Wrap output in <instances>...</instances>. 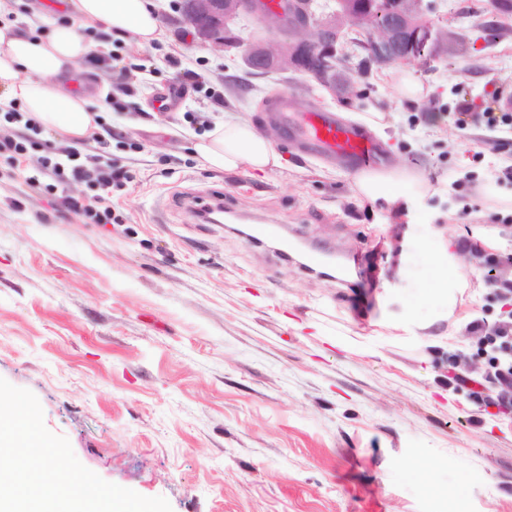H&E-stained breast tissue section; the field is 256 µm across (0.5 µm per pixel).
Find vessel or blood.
<instances>
[{"label": "vessel or blood", "mask_w": 512, "mask_h": 512, "mask_svg": "<svg viewBox=\"0 0 512 512\" xmlns=\"http://www.w3.org/2000/svg\"><path fill=\"white\" fill-rule=\"evenodd\" d=\"M268 112L282 128L286 140L304 142L313 152L341 160L357 170L376 167V146L358 128L340 123L333 112L300 108L287 94L270 99ZM250 239L255 243L280 241L287 254L301 255L306 270L315 271L329 264L322 251L302 250L298 240L286 237L281 225L255 224Z\"/></svg>", "instance_id": "1"}]
</instances>
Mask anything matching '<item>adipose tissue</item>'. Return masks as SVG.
<instances>
[{
	"label": "adipose tissue",
	"instance_id": "ef3b65f1",
	"mask_svg": "<svg viewBox=\"0 0 512 512\" xmlns=\"http://www.w3.org/2000/svg\"><path fill=\"white\" fill-rule=\"evenodd\" d=\"M73 19L44 37L0 26V107L22 103L46 129L67 140L84 138L95 128L97 114L90 102L61 81L62 75L80 76L96 46L81 32L82 26L101 25L112 36L147 47L160 39L163 27L150 0H62ZM199 158L209 167L234 171L242 167L268 172L280 165L272 142L247 121L215 126L195 144ZM412 186L415 194L430 187L406 169L366 170L355 177L360 197L392 198L398 187Z\"/></svg>",
	"mask_w": 512,
	"mask_h": 512
}]
</instances>
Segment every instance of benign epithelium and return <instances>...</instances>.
I'll list each match as a JSON object with an SVG mask.
<instances>
[{
  "mask_svg": "<svg viewBox=\"0 0 512 512\" xmlns=\"http://www.w3.org/2000/svg\"><path fill=\"white\" fill-rule=\"evenodd\" d=\"M297 4V19L283 21L277 13L260 14L263 33L245 41L236 23L259 9L258 0H182L181 22L194 37L216 51L244 48L242 59L251 71L274 72L289 69L302 74L334 96L350 92L354 80L343 69L344 48L350 41L345 28L358 20L366 23V40L359 43L366 64L377 69L429 62L467 51L465 39L452 25L442 26L428 17L424 0H384L386 20L373 23V12L358 0H291ZM288 29V39L274 33Z\"/></svg>",
  "mask_w": 512,
  "mask_h": 512,
  "instance_id": "7a95c632",
  "label": "benign epithelium"
}]
</instances>
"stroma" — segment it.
<instances>
[{"label":"stroma","instance_id":"stroma-1","mask_svg":"<svg viewBox=\"0 0 512 512\" xmlns=\"http://www.w3.org/2000/svg\"><path fill=\"white\" fill-rule=\"evenodd\" d=\"M465 29L466 56L407 72L425 103L396 95L395 68L358 71L355 94L332 97L290 70L254 75L240 52H217L175 24L165 0L162 40L141 49L85 29L102 60L90 65V100L115 131L112 158L134 180L113 191L116 224H85L55 195L31 189L35 159L0 157V378L38 398L51 432L104 480L172 512H512V413L476 402L458 355L479 350L467 327L505 319L484 287L482 255L512 239V134L460 127L458 98L483 111L512 92V37H494L489 0H437ZM118 51L119 61L108 54ZM171 54L193 60L205 81L178 68L148 88L104 102L120 68ZM183 96L167 112L156 97ZM329 108L344 122L374 108L372 135L388 167L413 169L453 191L398 202L366 200L353 170L286 142L266 119L267 98ZM212 124L250 121L281 157L262 174L202 165L193 150ZM219 191L225 221L201 223L187 201ZM270 222L307 245L356 259L354 286L304 271L251 225ZM469 235L480 247L460 245ZM464 273L452 309L421 307L437 263ZM424 463L423 481L405 466Z\"/></svg>","mask_w":512,"mask_h":512}]
</instances>
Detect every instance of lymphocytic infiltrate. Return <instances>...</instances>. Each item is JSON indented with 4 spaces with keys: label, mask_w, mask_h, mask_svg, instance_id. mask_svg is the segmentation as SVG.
<instances>
[{
    "label": "lymphocytic infiltrate",
    "mask_w": 512,
    "mask_h": 512,
    "mask_svg": "<svg viewBox=\"0 0 512 512\" xmlns=\"http://www.w3.org/2000/svg\"><path fill=\"white\" fill-rule=\"evenodd\" d=\"M0 120L7 124L21 125V136L0 137V155L19 163L26 160L31 152L40 154V174L28 179L30 187L45 191H54L56 185L68 181H80L94 188L92 196L79 199L61 195L60 203L68 211L83 217L90 224H112L116 218L112 207L103 195L104 190L121 186L132 181L130 170L113 162L108 141L99 132H92L90 139L98 150L96 153L85 152L83 144L69 148L65 156H58L49 140L42 138L41 126L30 113L21 111L18 104H11L7 112L0 115ZM474 335H485L487 342L495 351L491 358L494 370L493 378L500 385L502 404L512 405V321L504 323L493 333H485L482 321L470 324Z\"/></svg>",
    "instance_id": "f902f5d3"
}]
</instances>
